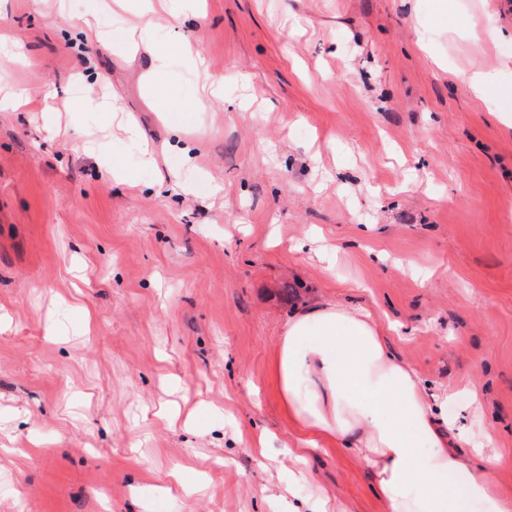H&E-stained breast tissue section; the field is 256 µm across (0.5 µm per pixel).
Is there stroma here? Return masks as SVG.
<instances>
[{
  "label": "stroma",
  "instance_id": "35a3bbf8",
  "mask_svg": "<svg viewBox=\"0 0 512 512\" xmlns=\"http://www.w3.org/2000/svg\"><path fill=\"white\" fill-rule=\"evenodd\" d=\"M137 4L0 0L34 102L0 110V512H388L281 410L323 300L454 392L512 500V0Z\"/></svg>",
  "mask_w": 512,
  "mask_h": 512
}]
</instances>
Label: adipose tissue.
Listing matches in <instances>:
<instances>
[{
  "label": "adipose tissue",
  "mask_w": 512,
  "mask_h": 512,
  "mask_svg": "<svg viewBox=\"0 0 512 512\" xmlns=\"http://www.w3.org/2000/svg\"><path fill=\"white\" fill-rule=\"evenodd\" d=\"M272 368L283 413L304 443L363 461L389 512H469L476 500L512 512L495 493V460L460 448L467 435L449 421L447 396L429 398L366 310L328 300L294 315Z\"/></svg>",
  "instance_id": "obj_1"
}]
</instances>
